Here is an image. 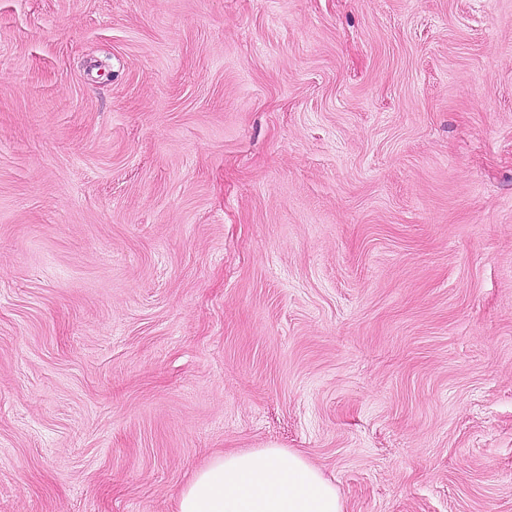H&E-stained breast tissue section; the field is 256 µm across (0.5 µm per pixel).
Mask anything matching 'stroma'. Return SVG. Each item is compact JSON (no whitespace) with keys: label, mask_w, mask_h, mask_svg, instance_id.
Returning <instances> with one entry per match:
<instances>
[{"label":"stroma","mask_w":512,"mask_h":512,"mask_svg":"<svg viewBox=\"0 0 512 512\" xmlns=\"http://www.w3.org/2000/svg\"><path fill=\"white\" fill-rule=\"evenodd\" d=\"M271 445L512 512V0H0V512Z\"/></svg>","instance_id":"1"}]
</instances>
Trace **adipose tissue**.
Wrapping results in <instances>:
<instances>
[{"mask_svg":"<svg viewBox=\"0 0 512 512\" xmlns=\"http://www.w3.org/2000/svg\"><path fill=\"white\" fill-rule=\"evenodd\" d=\"M176 512H346L335 483L299 451L218 453L182 489Z\"/></svg>","mask_w":512,"mask_h":512,"instance_id":"1","label":"adipose tissue"}]
</instances>
